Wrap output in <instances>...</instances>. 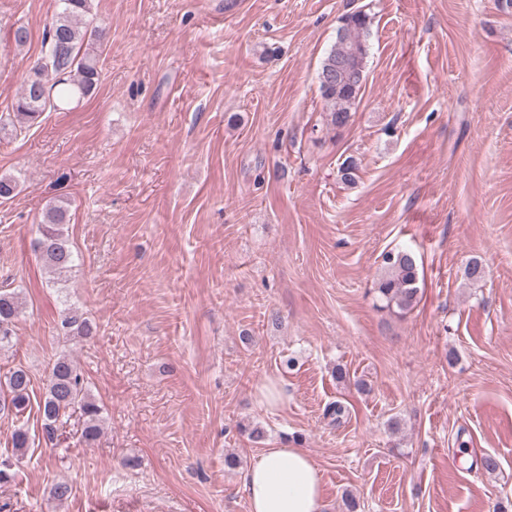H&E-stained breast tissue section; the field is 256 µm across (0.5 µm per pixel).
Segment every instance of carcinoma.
Returning a JSON list of instances; mask_svg holds the SVG:
<instances>
[{
  "label": "carcinoma",
  "mask_w": 512,
  "mask_h": 512,
  "mask_svg": "<svg viewBox=\"0 0 512 512\" xmlns=\"http://www.w3.org/2000/svg\"><path fill=\"white\" fill-rule=\"evenodd\" d=\"M93 10V0H58V10L45 28L41 55L51 58V72L37 76L31 66L20 92L12 104L9 121L0 123V133L20 132L38 123L44 112L59 111L80 103L93 94L101 77L100 52L106 32L91 27L84 19ZM370 19L362 11L341 17L336 39L322 60L318 82L327 105V125L346 127L360 101L366 81V59ZM69 223V204L50 205L38 227L32 247L45 269L61 274L75 266L76 256L65 231ZM384 274L375 292L380 308L405 314L418 302L420 276L417 256L408 249L393 248L381 255ZM21 299L17 292L0 289V350L14 338ZM63 335L82 339L96 336L97 326L76 306L63 309ZM31 376L17 367L0 381V414L18 416L30 404ZM83 419L81 439L92 446L103 431V411L91 394L88 383L67 353L54 361L38 402L47 440H55L57 424L72 410ZM13 457L0 458V485L17 478L12 460H21L29 448L28 432L22 428L12 434Z\"/></svg>",
  "instance_id": "carcinoma-1"
}]
</instances>
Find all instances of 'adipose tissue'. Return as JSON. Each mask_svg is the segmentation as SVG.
<instances>
[{"mask_svg":"<svg viewBox=\"0 0 512 512\" xmlns=\"http://www.w3.org/2000/svg\"><path fill=\"white\" fill-rule=\"evenodd\" d=\"M250 512H323L320 474L294 446L265 449L244 474Z\"/></svg>","mask_w":512,"mask_h":512,"instance_id":"adipose-tissue-1","label":"adipose tissue"}]
</instances>
